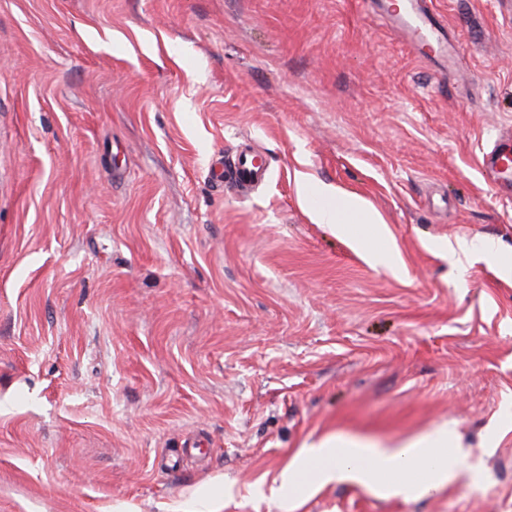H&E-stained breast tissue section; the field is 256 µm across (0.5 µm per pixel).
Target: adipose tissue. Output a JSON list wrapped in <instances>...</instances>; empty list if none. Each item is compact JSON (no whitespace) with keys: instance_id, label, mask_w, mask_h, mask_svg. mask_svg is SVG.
<instances>
[{"instance_id":"obj_1","label":"adipose tissue","mask_w":512,"mask_h":512,"mask_svg":"<svg viewBox=\"0 0 512 512\" xmlns=\"http://www.w3.org/2000/svg\"><path fill=\"white\" fill-rule=\"evenodd\" d=\"M324 195L330 203L318 207L315 218L330 225L337 234H348L355 220L363 224L380 221L358 196H338L329 189ZM453 442V431L445 428L390 447L363 438L328 435L298 451L277 483L270 486L269 497L280 500L284 490L301 478L316 488L354 481L386 497L438 491L461 475Z\"/></svg>"}]
</instances>
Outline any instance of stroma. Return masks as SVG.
Returning <instances> with one entry per match:
<instances>
[{"mask_svg":"<svg viewBox=\"0 0 512 512\" xmlns=\"http://www.w3.org/2000/svg\"><path fill=\"white\" fill-rule=\"evenodd\" d=\"M429 7L458 68L362 0H0V512H281L302 446L441 427L475 479L293 512H512V0ZM484 177L487 176L498 188L507 186L509 193L512 186V155L503 149L493 148L484 152L481 160ZM266 170L267 168L263 165L257 166L253 163L252 159L243 157L242 153H239L236 157L232 174L238 186H245L258 181ZM323 194L328 199H336V205L318 207L315 218L319 223L329 224L337 234H348V224H355L354 218L359 220V224H383L382 219L370 211L358 196L340 195L337 190L335 194L330 189H324Z\"/></svg>","mask_w":512,"mask_h":512,"instance_id":"obj_1","label":"stroma"}]
</instances>
